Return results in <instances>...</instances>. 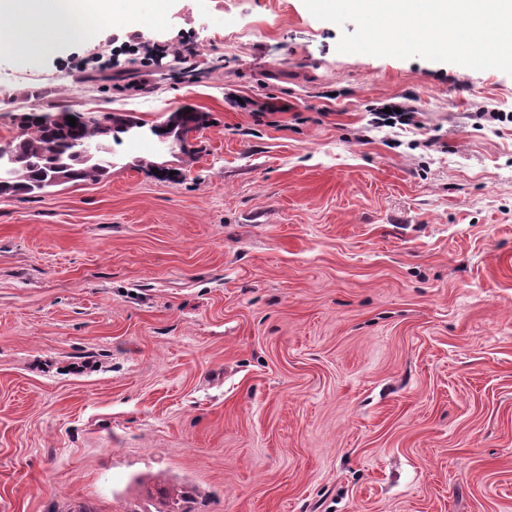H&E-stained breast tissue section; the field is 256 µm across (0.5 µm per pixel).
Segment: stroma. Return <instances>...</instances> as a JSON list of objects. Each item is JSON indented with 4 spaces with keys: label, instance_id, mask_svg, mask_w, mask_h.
Here are the masks:
<instances>
[{
    "label": "stroma",
    "instance_id": "obj_1",
    "mask_svg": "<svg viewBox=\"0 0 512 512\" xmlns=\"http://www.w3.org/2000/svg\"><path fill=\"white\" fill-rule=\"evenodd\" d=\"M217 3L0 51V145L57 106L144 122L99 182L0 198V512H140L156 475L192 512H512V75ZM180 109L211 122L151 134Z\"/></svg>",
    "mask_w": 512,
    "mask_h": 512
}]
</instances>
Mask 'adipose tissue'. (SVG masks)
<instances>
[{"instance_id":"obj_1","label":"adipose tissue","mask_w":512,"mask_h":512,"mask_svg":"<svg viewBox=\"0 0 512 512\" xmlns=\"http://www.w3.org/2000/svg\"><path fill=\"white\" fill-rule=\"evenodd\" d=\"M112 0H92L91 9L78 0H0V34L30 50L58 41H82L91 33V17H109Z\"/></svg>"}]
</instances>
